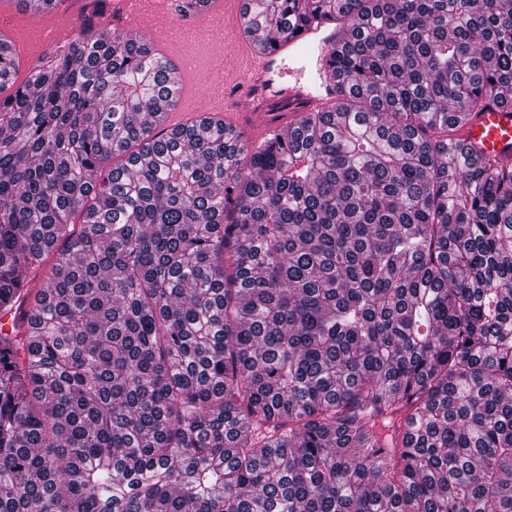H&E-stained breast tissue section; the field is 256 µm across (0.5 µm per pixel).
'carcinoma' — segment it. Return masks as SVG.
Wrapping results in <instances>:
<instances>
[{
	"label": "carcinoma",
	"instance_id": "cac0c4a2",
	"mask_svg": "<svg viewBox=\"0 0 512 512\" xmlns=\"http://www.w3.org/2000/svg\"><path fill=\"white\" fill-rule=\"evenodd\" d=\"M246 11L351 28L257 145L143 35L0 42V512H512V0ZM460 135L472 143L481 142L486 152L512 157V108L491 107L480 112Z\"/></svg>",
	"mask_w": 512,
	"mask_h": 512
}]
</instances>
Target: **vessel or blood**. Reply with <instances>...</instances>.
Listing matches in <instances>:
<instances>
[{
	"mask_svg": "<svg viewBox=\"0 0 512 512\" xmlns=\"http://www.w3.org/2000/svg\"><path fill=\"white\" fill-rule=\"evenodd\" d=\"M244 4L245 0H203L183 17L175 11L174 0H113L105 25L144 35L170 64L174 96L166 115L170 127L203 116L235 123L225 85L238 83L246 91L261 88L288 63L307 80L284 89V96L305 101L311 111L335 97L334 82L322 78L327 70L326 48L335 42V31L312 26L270 52L249 33ZM73 10L72 0H58L50 7L43 0H25L18 22L0 26V40L19 52L23 64H30L60 43L67 31L60 20ZM461 135L482 143L486 152L512 157V108L492 107L477 114Z\"/></svg>",
	"mask_w": 512,
	"mask_h": 512,
	"instance_id": "obj_1",
	"label": "vessel or blood"
}]
</instances>
